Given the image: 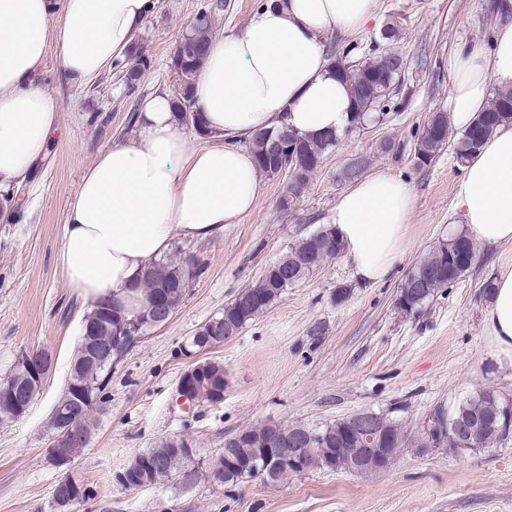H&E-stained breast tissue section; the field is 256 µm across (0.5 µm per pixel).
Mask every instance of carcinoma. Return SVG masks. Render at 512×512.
Masks as SVG:
<instances>
[{
    "label": "carcinoma",
    "instance_id": "1",
    "mask_svg": "<svg viewBox=\"0 0 512 512\" xmlns=\"http://www.w3.org/2000/svg\"><path fill=\"white\" fill-rule=\"evenodd\" d=\"M210 35L209 17L203 12L176 42L172 56L173 67L180 78V90L172 99L178 120L190 125L201 138L204 133L199 126L193 89ZM129 57L130 62H118L116 67L121 69L125 84L134 88L142 72L150 67L151 60L138 49ZM333 62L351 87L354 99L351 128L356 129L373 114L386 111L387 104L381 103L379 97V86L396 82L398 73L394 67L403 63L401 56L393 52L374 53L359 67L350 65L341 57L333 59ZM506 121H512V90H498L486 111L477 116L474 125L484 126L483 137L487 138L500 123ZM448 131V113L434 112L428 117L415 141L413 160L417 165H431L448 146ZM337 140L336 136L319 139L281 128L257 132L249 140L261 173L269 178L292 175L293 183L287 185L286 193L279 199L282 210H288V193L306 188L321 166L324 155L336 147ZM478 147L479 144L471 142L469 131H464L453 147L456 160L464 163ZM340 252L341 244L331 224L301 238L289 248L288 264L273 266L242 289L224 306L220 315L197 329L192 336L191 347L196 351H206L224 343L226 337L238 335L249 323L266 313L285 291L300 284ZM477 259L476 243L462 233L438 243L405 276L397 291L396 308L407 315L421 312L439 292L461 278ZM203 270L201 264L195 262L188 266L177 257L148 263L142 276L141 307L126 312L114 301L101 300L85 315L82 335L89 337L95 346H105L128 321L138 324L134 335H146L149 330L171 319L185 299V284L196 279ZM196 365L206 373L204 380L195 382L194 396L198 402L207 405L222 403L228 386L224 365L209 359L200 360ZM111 375L108 366L97 365L93 351L85 347L84 342H79L69 373L80 393L74 403L80 404L78 425L86 437L83 447L76 449L79 455L90 444L93 434L91 417L106 399ZM39 391L38 381L20 360H15L10 371L0 378V420L20 418L10 396L19 401L28 400ZM509 414L512 415L511 399L502 397L493 389L479 387L460 401L452 412L441 408L433 410L429 420L448 424L450 419L462 417L478 422L475 439L467 446L469 450H477L492 448L507 440L505 420ZM379 418L392 436L391 452L385 460L364 468L360 474L383 471L405 452L423 455L437 449V440L427 426L410 431L401 420L388 413L379 414ZM280 427L279 423H266L241 429L233 440L224 444V452L209 466L205 479L219 487L237 484L247 478H258L276 486L295 475L296 471L288 465V449L276 450L271 443V433ZM346 427L343 418L325 423L318 427L324 436L323 441L312 444L301 441L295 451L301 453L311 469L334 471L336 464L358 456L359 445L343 439ZM195 454L193 440L184 436L167 437L137 453L122 470L123 479L119 484L127 490H138L162 484L176 474L191 477L195 474L192 467Z\"/></svg>",
    "mask_w": 512,
    "mask_h": 512
}]
</instances>
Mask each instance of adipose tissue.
Masks as SVG:
<instances>
[{
	"instance_id": "obj_1",
	"label": "adipose tissue",
	"mask_w": 512,
	"mask_h": 512,
	"mask_svg": "<svg viewBox=\"0 0 512 512\" xmlns=\"http://www.w3.org/2000/svg\"><path fill=\"white\" fill-rule=\"evenodd\" d=\"M158 0H0V190L19 187L44 159L59 105L39 74L55 50L82 86L132 49ZM378 0H265L242 31L212 35L195 83L200 122L213 146L191 147L167 93L145 100L137 132L89 165L63 226L58 263L86 300L137 305L145 264L164 257L175 234L206 238L241 223L264 191L244 142L287 126L318 137L341 134L353 103L327 46L333 32L374 20ZM448 116L467 129L492 90L512 88V0H502L490 49L448 57ZM457 207L466 233L497 252L486 330L512 365V122L467 162ZM414 195L379 169L349 184L330 218L354 276L387 279L407 250Z\"/></svg>"
}]
</instances>
